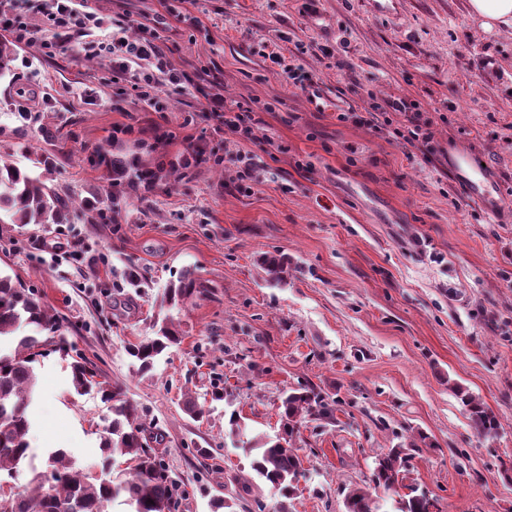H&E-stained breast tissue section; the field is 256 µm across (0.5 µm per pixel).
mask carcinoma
<instances>
[{
    "label": "carcinoma",
    "instance_id": "carcinoma-1",
    "mask_svg": "<svg viewBox=\"0 0 512 512\" xmlns=\"http://www.w3.org/2000/svg\"><path fill=\"white\" fill-rule=\"evenodd\" d=\"M17 57L13 41L0 40V79L12 74ZM98 160L107 164L113 179L108 185L102 207L87 216L93 221L104 218V211L117 213L127 204L121 191L123 182L153 181L157 173L129 167L127 160L106 148L97 151ZM56 157L43 155L35 164L44 173L32 175L16 165L0 160V224H67L71 211L66 190L47 183L45 174L52 172ZM260 264L270 281L288 279V257L266 254ZM205 291V284L190 269L177 282L164 289L160 307L171 310L184 306ZM155 335L129 348L136 370L150 372L159 356L181 337L174 318L168 314L155 324ZM47 331H60L59 320L49 312L40 295L10 276L0 274V339L8 338L14 348L0 354V471L13 473L34 457L29 441L30 410L33 404L35 374L32 363L43 355L52 338H42ZM72 386L79 394L96 391L110 404L112 422L105 429L100 450L107 459L128 458L132 466L122 477L97 478L76 468L58 450L48 457L53 483L44 487L41 477L33 478L35 488L14 493L9 512H106L108 503L124 498L130 512H168L178 506L176 484L166 469L148 450L152 431L141 418L137 407L120 389L98 380V374L84 361L71 364ZM469 413L475 433L483 438L497 436L500 423L496 415L475 396L455 387ZM281 432L274 438L259 437L249 441L256 451L251 468L271 489L290 498L305 476L304 458L291 441L307 420L331 422L334 408L329 397L308 385H300L281 399ZM408 449L400 446L378 456L374 461L371 485L350 489L344 499V512H380L378 491L398 497L397 512H433L436 500L413 485L404 484L408 471ZM406 493H400L401 489Z\"/></svg>",
    "mask_w": 512,
    "mask_h": 512
}]
</instances>
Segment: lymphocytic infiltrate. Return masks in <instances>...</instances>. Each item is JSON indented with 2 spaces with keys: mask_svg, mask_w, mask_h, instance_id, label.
I'll list each match as a JSON object with an SVG mask.
<instances>
[{
  "mask_svg": "<svg viewBox=\"0 0 512 512\" xmlns=\"http://www.w3.org/2000/svg\"><path fill=\"white\" fill-rule=\"evenodd\" d=\"M27 4L28 13L22 16L15 11V0H0V26L22 40L42 38L48 49L75 46L87 58L109 56L113 71L126 74L144 102H151V92L160 83L186 89L196 81L194 74L169 67L164 39L156 29L143 27L141 38L134 41L120 30L105 39L101 33L107 20L90 10L88 0H27Z\"/></svg>",
  "mask_w": 512,
  "mask_h": 512,
  "instance_id": "lymphocytic-infiltrate-1",
  "label": "lymphocytic infiltrate"
}]
</instances>
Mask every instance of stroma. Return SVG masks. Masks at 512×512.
<instances>
[{"label":"stroma","instance_id":"obj_1","mask_svg":"<svg viewBox=\"0 0 512 512\" xmlns=\"http://www.w3.org/2000/svg\"><path fill=\"white\" fill-rule=\"evenodd\" d=\"M91 4L129 38L157 28L171 67L201 78L164 87L157 112L108 58L18 41L14 78L0 80V159L30 170L37 154H69L52 179L76 211L110 182L98 148L160 178L127 188L108 224H0V272L40 294L70 346L34 364L33 468L0 480L23 489L59 449L93 476L126 469L101 463L112 413L74 391L81 357L159 432L152 453L178 484L177 512H213L243 480L235 512L275 507L246 441L278 434L282 392L306 382L336 396L335 420L301 426L306 475L289 512H343L374 458L401 444L413 447L407 483L439 512H512V29L480 33L467 0H187L184 22L165 0ZM263 42L311 87L256 54ZM215 78L251 108V135L228 141L198 119ZM372 108L386 117L376 129L337 118ZM415 123L429 142L403 140ZM198 147L208 163L195 164ZM238 151L253 182L237 177ZM461 154L485 160L499 220L467 199ZM276 251L281 287L257 264ZM187 269L207 289L175 314L181 344L138 374L128 348L153 335L161 292ZM458 386L498 416L496 437L475 434ZM189 395L203 418L184 412ZM233 414L245 434L230 433Z\"/></svg>","mask_w":512,"mask_h":512}]
</instances>
